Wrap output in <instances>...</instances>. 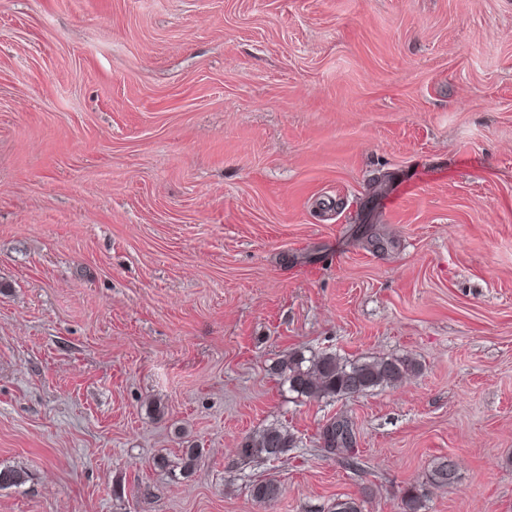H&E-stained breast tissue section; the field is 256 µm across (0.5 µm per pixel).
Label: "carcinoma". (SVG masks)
Listing matches in <instances>:
<instances>
[{"mask_svg":"<svg viewBox=\"0 0 512 512\" xmlns=\"http://www.w3.org/2000/svg\"><path fill=\"white\" fill-rule=\"evenodd\" d=\"M416 371L418 365L407 357L350 359L330 351L310 356L303 351H292L273 366V373L288 385V391L309 400L355 397L377 386L394 385ZM294 442L286 427L271 424L246 437L240 453L269 463L280 459ZM455 475V466L443 457L432 470L431 479L435 485L444 487ZM251 494L258 502H271L280 495V485L274 479L265 478L252 484Z\"/></svg>","mask_w":512,"mask_h":512,"instance_id":"1","label":"carcinoma"}]
</instances>
